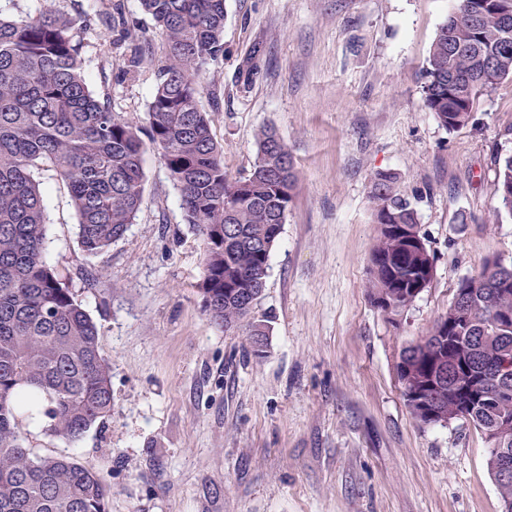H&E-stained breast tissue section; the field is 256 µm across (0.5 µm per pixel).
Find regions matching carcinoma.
Returning a JSON list of instances; mask_svg holds the SVG:
<instances>
[{
    "label": "carcinoma",
    "instance_id": "carcinoma-1",
    "mask_svg": "<svg viewBox=\"0 0 512 512\" xmlns=\"http://www.w3.org/2000/svg\"><path fill=\"white\" fill-rule=\"evenodd\" d=\"M457 0L438 28L421 75L423 106L448 131L467 126L479 97L512 77V34L499 0ZM159 28L160 82L150 103V140L181 195L187 223L202 237L205 311L226 330L245 328L254 347L267 320L255 315L270 254L297 184L291 154L271 128L257 137L249 175L232 180L207 114L201 76L224 53L225 0H140ZM78 19L42 12L0 16V512H109L112 487L66 454H37L23 418L40 414L42 431L68 442L112 415L111 369L99 330L66 279L44 260L48 216L35 174L66 185L82 252L95 256L122 238L144 193V144L136 129L89 88L77 41ZM496 211L512 214V155L493 157ZM379 236L371 252V295L390 314L427 288L435 259L410 199L396 177L379 172L370 191ZM470 289L466 344L448 340L455 309L405 347L396 365L403 390H417L463 359L498 371L512 351L497 322L512 319V273L498 259L458 284ZM512 415V393L485 387L469 412L483 431L494 413Z\"/></svg>",
    "mask_w": 512,
    "mask_h": 512
}]
</instances>
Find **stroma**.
Masks as SVG:
<instances>
[{"label":"stroma","instance_id":"stroma-1","mask_svg":"<svg viewBox=\"0 0 512 512\" xmlns=\"http://www.w3.org/2000/svg\"><path fill=\"white\" fill-rule=\"evenodd\" d=\"M0 0V15L82 17L86 81L148 131L156 68L130 66L124 29L160 49L140 0ZM455 0H226L224 55L203 75L207 112L233 178L274 128L297 186L257 316L261 349L217 327L197 285L203 241L155 149L124 237L84 256L66 188L42 173L46 263L99 328L113 408L78 441L31 427V447L63 453L112 486L110 512H500L488 445L468 421L426 425L398 380L401 350L448 312L485 260L512 262V215L495 214L493 154L512 155V80L446 131L421 99V71ZM395 174L435 255L434 278L398 315L369 288L378 236L376 173Z\"/></svg>","mask_w":512,"mask_h":512}]
</instances>
